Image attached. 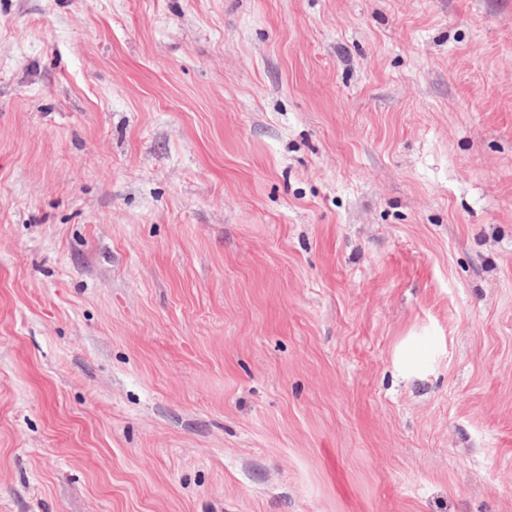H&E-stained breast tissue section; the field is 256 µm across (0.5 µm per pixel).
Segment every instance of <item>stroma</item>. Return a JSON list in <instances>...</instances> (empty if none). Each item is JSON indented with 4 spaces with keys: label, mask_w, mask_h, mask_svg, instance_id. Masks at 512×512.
I'll list each match as a JSON object with an SVG mask.
<instances>
[{
    "label": "stroma",
    "mask_w": 512,
    "mask_h": 512,
    "mask_svg": "<svg viewBox=\"0 0 512 512\" xmlns=\"http://www.w3.org/2000/svg\"><path fill=\"white\" fill-rule=\"evenodd\" d=\"M0 512H512V0H0Z\"/></svg>",
    "instance_id": "1"
}]
</instances>
